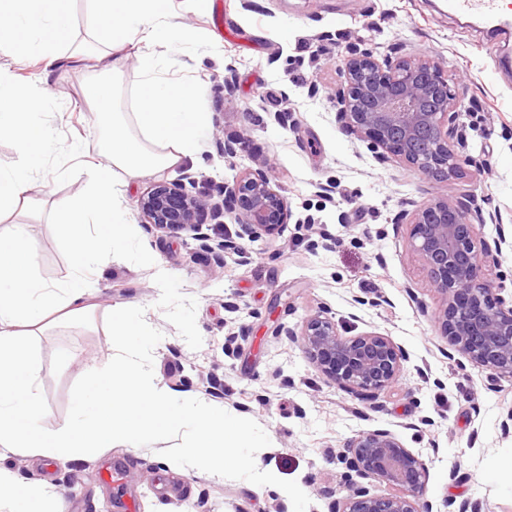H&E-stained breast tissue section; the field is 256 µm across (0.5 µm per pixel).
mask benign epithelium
<instances>
[{
    "label": "benign epithelium",
    "mask_w": 512,
    "mask_h": 512,
    "mask_svg": "<svg viewBox=\"0 0 512 512\" xmlns=\"http://www.w3.org/2000/svg\"><path fill=\"white\" fill-rule=\"evenodd\" d=\"M345 82L336 89V117L347 133L440 182L458 179L468 158L459 131L467 106L451 89L448 73L428 56H379L355 48L343 60ZM270 165L241 173L224 187V204H211L178 182L156 183L138 203L142 223L163 232L188 230L205 241L202 217L234 214L239 235L280 233L291 219ZM410 218L413 249L430 272L443 299L436 313L442 333L472 364L512 378V305L481 277L487 251L478 246L475 223L482 212L472 209L471 195L455 200L432 199L416 207ZM310 363L329 382L372 400L398 378L404 351L381 333L344 337L336 323L320 314L306 320L300 333ZM338 462L363 478L385 483L395 492L372 494L351 485L334 499L331 512H432L424 500L426 462L405 448L389 431H361L337 454Z\"/></svg>",
    "instance_id": "1"
}]
</instances>
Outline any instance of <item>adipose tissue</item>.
<instances>
[{"mask_svg": "<svg viewBox=\"0 0 512 512\" xmlns=\"http://www.w3.org/2000/svg\"><path fill=\"white\" fill-rule=\"evenodd\" d=\"M144 79L137 91L139 137L126 135L113 123L104 144V161L89 172L90 191L74 201L58 219L61 236L70 244L75 275L61 289L40 282L32 271L31 244L25 225L0 227V454L20 453L49 459H85L92 451L115 444L138 447L159 441L177 426L197 434L174 451L178 461L199 470L250 471L252 449L264 442L253 429L203 398L179 399L157 383L144 380L137 351L144 343L137 312L117 306L112 333L131 347L110 367L91 369L75 400L70 423L49 428L42 423L36 387L38 359L28 339L47 325L87 316L93 271L113 249L133 243L124 190L112 180L111 167L132 173L159 170L194 156L209 127L198 104V92L183 83L156 77L151 52L139 57ZM40 93L0 72V135L15 139L19 157L0 167V212L26 200L51 147L50 132L35 119ZM93 234H85V225ZM11 512H62L57 487L19 480L0 469V501Z\"/></svg>", "mask_w": 512, "mask_h": 512, "instance_id": "ef3b65f1", "label": "adipose tissue"}]
</instances>
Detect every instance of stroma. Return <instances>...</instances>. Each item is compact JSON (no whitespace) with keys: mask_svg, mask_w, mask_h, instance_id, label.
<instances>
[{"mask_svg":"<svg viewBox=\"0 0 512 512\" xmlns=\"http://www.w3.org/2000/svg\"><path fill=\"white\" fill-rule=\"evenodd\" d=\"M77 4V46L54 67L36 58L0 56L17 84L44 88L38 118L55 147L44 158L30 203L5 214L25 224L37 278L61 288L74 275L69 245L56 220L86 190L88 167L100 163L105 129L93 92L108 84L112 106L133 124L135 90L144 77L141 44L85 50L91 35L86 0ZM173 22L212 39L215 51L180 52V73L204 88L209 134L193 158L149 174L114 169L126 184L135 250L113 251L91 297V320L38 337L37 387L45 423L73 415L88 367L105 368L117 353L109 313H140L143 334L158 344L144 354L152 381L185 399L214 398L264 437L256 470L209 474L169 460L157 444L99 449L84 461L0 456V468L28 483L61 491L64 512H330L324 488L358 479L334 452L356 433L385 429L425 460V498L433 512L448 500L481 502L483 512H512V379L461 365L435 321L441 298L414 251L402 211L435 198L470 193L488 214L479 241L499 244L482 278L512 299V81L495 73L481 47L483 29L449 14L444 0H173ZM379 55L429 54L452 88L477 108L459 116L464 154L475 160L461 180L434 182L416 169L381 161L348 135L331 98L345 81L350 48ZM247 135L230 157L224 142ZM80 141L79 155L69 146ZM271 164L292 220L282 234L238 237L233 216L208 226L209 244L234 241L214 256L186 232L165 233L139 218L138 201L160 181L188 183L210 203L239 172ZM502 215L491 221V213ZM314 217L307 227L306 217ZM152 253L153 262L139 258ZM169 279L159 283L156 269ZM235 303L227 311L226 303ZM335 321L344 336L377 332L405 352L397 382L363 401L328 383L310 364L301 330L311 316ZM234 343H227L228 335ZM264 470L275 480L261 479ZM361 480V479H358ZM373 494L389 493L366 478ZM299 487L292 497L288 488Z\"/></svg>","mask_w":512,"mask_h":512,"instance_id":"35a3bbf8","label":"stroma"}]
</instances>
